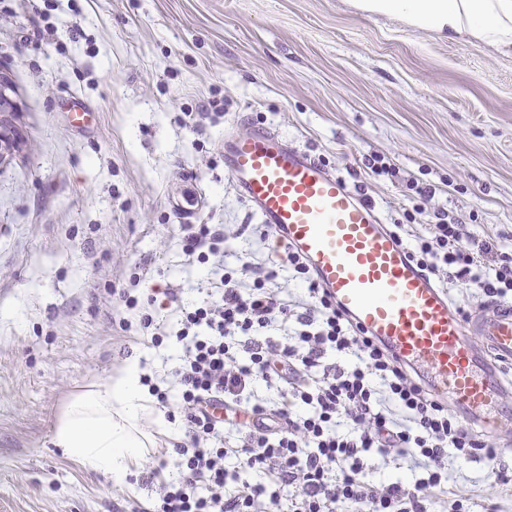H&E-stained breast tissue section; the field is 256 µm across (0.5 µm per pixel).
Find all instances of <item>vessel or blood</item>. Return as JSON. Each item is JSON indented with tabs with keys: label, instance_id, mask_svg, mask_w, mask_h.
Here are the masks:
<instances>
[{
	"label": "vessel or blood",
	"instance_id": "obj_1",
	"mask_svg": "<svg viewBox=\"0 0 512 512\" xmlns=\"http://www.w3.org/2000/svg\"><path fill=\"white\" fill-rule=\"evenodd\" d=\"M219 150L228 177L277 246L304 258L353 324L401 363L424 368L436 397L495 433L512 410L493 366L512 364V304L463 318L374 205L274 130L229 131Z\"/></svg>",
	"mask_w": 512,
	"mask_h": 512
}]
</instances>
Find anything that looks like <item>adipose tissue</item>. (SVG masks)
<instances>
[{"label":"adipose tissue","instance_id":"adipose-tissue-1","mask_svg":"<svg viewBox=\"0 0 512 512\" xmlns=\"http://www.w3.org/2000/svg\"><path fill=\"white\" fill-rule=\"evenodd\" d=\"M368 13L398 14L414 25L464 36L512 54V0H357ZM132 361L105 385L74 398L53 441L83 466L127 483L155 438L141 424L147 394Z\"/></svg>","mask_w":512,"mask_h":512}]
</instances>
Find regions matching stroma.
I'll use <instances>...</instances> for the list:
<instances>
[{"label":"stroma","instance_id":"stroma-1","mask_svg":"<svg viewBox=\"0 0 512 512\" xmlns=\"http://www.w3.org/2000/svg\"><path fill=\"white\" fill-rule=\"evenodd\" d=\"M0 71L26 142L0 165V512L152 508L153 485L113 484L53 433L126 361L150 377L176 362L180 344L152 346L117 294L139 275L173 327L218 281L183 255L181 225H223L227 267L275 260L224 171L225 129L272 128L385 224L431 185L428 211L512 234V55L355 0H0ZM373 154L394 175L373 176ZM448 488L512 512L484 461L450 463Z\"/></svg>","mask_w":512,"mask_h":512}]
</instances>
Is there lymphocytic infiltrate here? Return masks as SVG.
<instances>
[{"mask_svg":"<svg viewBox=\"0 0 512 512\" xmlns=\"http://www.w3.org/2000/svg\"><path fill=\"white\" fill-rule=\"evenodd\" d=\"M394 224L412 237V258L429 274L476 291L485 304L512 301V249L500 238L476 237L460 217L434 211L417 225L431 189ZM181 250L199 261L224 256V230L181 227ZM303 279L307 296L288 297L283 270ZM153 344L173 336L183 355L173 371L185 437L171 459L141 475L156 487L153 512H468L463 494H446L449 459L487 461L496 481L508 469L496 448L430 397L388 350L360 334L294 252L281 263L242 262L224 272L202 301L182 309L178 328L162 330L151 312L140 317ZM414 460L425 470L413 488L370 482V454ZM262 473L241 480L228 458ZM177 474L165 477L167 465Z\"/></svg>","mask_w":512,"mask_h":512,"instance_id":"f902f5d3","label":"lymphocytic infiltrate"}]
</instances>
